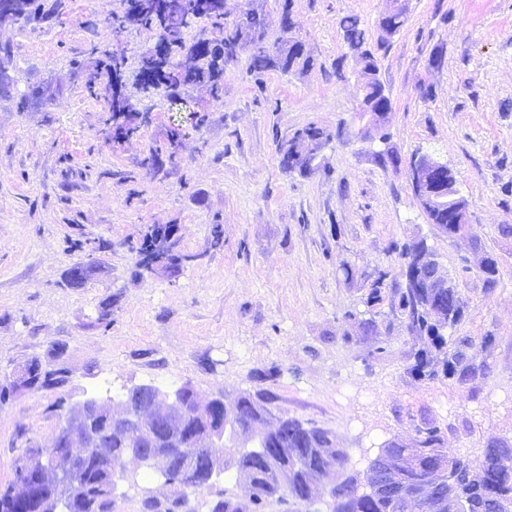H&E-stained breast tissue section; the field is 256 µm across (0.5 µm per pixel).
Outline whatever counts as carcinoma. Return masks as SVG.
<instances>
[{
  "instance_id": "1",
  "label": "carcinoma",
  "mask_w": 512,
  "mask_h": 512,
  "mask_svg": "<svg viewBox=\"0 0 512 512\" xmlns=\"http://www.w3.org/2000/svg\"><path fill=\"white\" fill-rule=\"evenodd\" d=\"M37 0H0V27L11 26L28 20L36 13ZM123 9L117 17L125 28L159 30V46L146 50L160 54L173 68L181 69L177 77L165 85L171 95L184 86H203L217 97L224 88V67L233 65L243 52L249 53L250 72L260 75L269 70L288 72L303 70L313 65L305 50L288 55V41L281 40L272 48L265 42V15L261 7L250 8L236 20L224 18V0H122ZM206 21L211 28L224 33L221 47L212 53L202 50L206 45V28H201L198 39L185 48L188 29ZM345 56L357 57L365 63L361 102L371 103L383 112H389L390 99L380 95L375 74L379 70L377 57L367 48L366 31L360 19L347 15L340 19ZM10 50L0 46V98L14 97V80L8 73ZM112 128L116 137H132L137 131L129 105L125 99L112 94L109 102ZM331 134L323 128L308 126L278 144L280 166L285 172L312 174L317 166L307 161L306 144L317 142L326 145ZM429 223L445 231L449 226L448 206L420 203ZM428 249L423 239L404 243L398 257L405 266L404 286L388 287L386 273L379 271L365 276L368 293L365 305L373 312L379 305L388 303L391 311L402 319L407 332L427 343V347L414 353L410 374L419 381L454 378L464 383L473 378L475 349L487 347L493 337L483 336L477 342L471 336L452 338L445 329H453L464 317V301L457 288H418L411 275L423 282L431 272L418 267L417 258ZM30 387L36 390L57 389L60 384L51 378V370L43 366L38 357L28 360ZM262 394L240 395L234 409L235 421L244 431H255L258 423L268 414L261 403ZM259 447L271 450L266 461L252 452H243L229 460L224 470H237L249 479V493L245 498L224 495V512H263L276 502L280 505L300 504L302 499L317 493V484L325 476H336L333 489L332 512H449L448 490L455 498L467 502L469 512H498L500 502L512 499V467L503 464L504 443H491L478 463L465 461L449 448L438 427L426 423L415 429L408 440L393 439L381 451L399 461L400 489L406 494L400 498L390 493L364 491L358 477L350 473V459L345 449L336 447L329 431L308 427L290 418L282 429L267 431ZM49 449L28 442L25 452L15 463L14 481L0 486V512H29L28 506L13 497L14 482H30L39 494H49L59 489L40 478L39 467ZM427 480L436 483L432 496L418 499L407 494L410 488ZM453 484H448V481ZM110 482L109 474L101 462L89 457L83 463L80 486H66L59 491L68 495L62 502L68 512H112V498L102 494V487Z\"/></svg>"
}]
</instances>
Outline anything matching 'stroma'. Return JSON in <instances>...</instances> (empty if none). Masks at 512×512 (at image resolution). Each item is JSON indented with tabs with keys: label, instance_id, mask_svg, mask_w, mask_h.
I'll list each match as a JSON object with an SVG mask.
<instances>
[{
	"label": "stroma",
	"instance_id": "stroma-1",
	"mask_svg": "<svg viewBox=\"0 0 512 512\" xmlns=\"http://www.w3.org/2000/svg\"><path fill=\"white\" fill-rule=\"evenodd\" d=\"M38 18L0 28L18 92L46 82L58 92L38 110L0 100V374L63 344L70 382L30 390L0 408V484L9 483L26 439L48 448L68 407L152 385L190 386L234 405L266 391L279 417L323 428L347 450L354 471L416 425L438 426L445 444L475 462L494 440L512 445V0H408L407 21L379 45L387 0H292L311 69L250 75L248 58L224 72V93L202 87L145 94L140 56L155 31L116 33L120 0H41ZM358 16L378 45L390 98L384 127L365 130L361 92L339 21ZM126 57L122 93L141 121L128 139L108 136L104 100L74 77L108 49ZM431 96H423V89ZM333 132L311 175L280 167L277 143L306 126ZM434 152L454 172L473 238L430 224L406 168ZM159 152L164 167L142 160ZM154 224L179 227L195 255L176 277L137 273L136 249ZM224 243L211 245L212 225ZM426 239L444 271L459 278L465 318L458 335L492 334L476 351L480 370L458 383L417 381L408 371L419 343L389 305L375 320L385 350L356 327L365 274L403 270L394 244ZM497 260L484 284L483 255ZM93 259L83 287L66 273ZM353 280H345L341 263ZM468 274H461L462 266ZM112 302V325H95Z\"/></svg>",
	"mask_w": 512,
	"mask_h": 512
}]
</instances>
